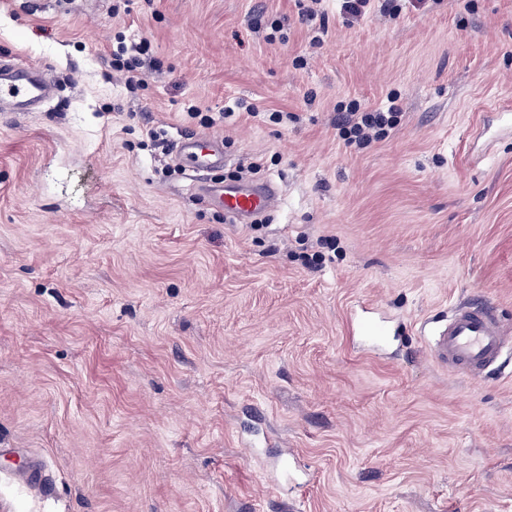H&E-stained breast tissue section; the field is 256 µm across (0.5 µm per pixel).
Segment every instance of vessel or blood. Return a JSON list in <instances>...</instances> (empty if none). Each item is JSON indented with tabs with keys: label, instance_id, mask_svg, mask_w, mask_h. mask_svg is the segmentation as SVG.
Masks as SVG:
<instances>
[{
	"label": "vessel or blood",
	"instance_id": "1",
	"mask_svg": "<svg viewBox=\"0 0 512 512\" xmlns=\"http://www.w3.org/2000/svg\"><path fill=\"white\" fill-rule=\"evenodd\" d=\"M48 96L41 68L12 60L0 62V99L15 100L16 111H28ZM172 154L190 162L193 171L204 172L224 164V142L206 134H186L174 141ZM195 194L219 204L239 223L276 206L279 193L273 183L221 185L197 180ZM431 352L441 364L460 375L479 379L497 370L506 351L512 349L501 320L489 303L476 302L456 307L445 326L435 329Z\"/></svg>",
	"mask_w": 512,
	"mask_h": 512
}]
</instances>
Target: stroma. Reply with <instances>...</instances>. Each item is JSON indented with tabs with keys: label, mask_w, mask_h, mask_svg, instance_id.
I'll return each instance as SVG.
<instances>
[{
	"label": "stroma",
	"mask_w": 512,
	"mask_h": 512,
	"mask_svg": "<svg viewBox=\"0 0 512 512\" xmlns=\"http://www.w3.org/2000/svg\"><path fill=\"white\" fill-rule=\"evenodd\" d=\"M27 2L0 0V57L51 92L0 102V512H512V364L464 379L420 334L471 299L512 321V137L481 132L512 0H322V33L298 0ZM138 43L131 94L112 53ZM391 94L388 137L339 139ZM191 101L208 179L278 187L258 225L192 194ZM364 304L403 335L370 350ZM172 154L179 162L189 161L194 172L224 166V142L206 134H184L174 141Z\"/></svg>",
	"instance_id": "1"
}]
</instances>
